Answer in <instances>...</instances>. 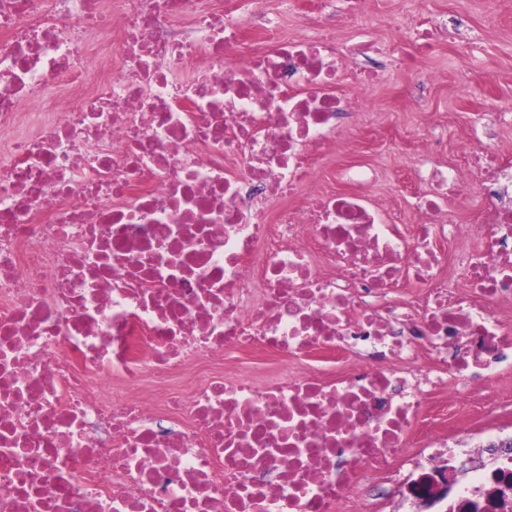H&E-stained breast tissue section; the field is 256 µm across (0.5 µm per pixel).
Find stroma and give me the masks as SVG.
<instances>
[{"label":"stroma","instance_id":"obj_1","mask_svg":"<svg viewBox=\"0 0 512 512\" xmlns=\"http://www.w3.org/2000/svg\"><path fill=\"white\" fill-rule=\"evenodd\" d=\"M340 41L371 39L384 50L411 58L406 67H384L365 92L367 117L350 126L335 152L324 159L318 178L329 191L348 192L343 172L351 167L373 169L370 193L389 200L403 223L413 221L412 202L422 185L416 176L415 149L432 116L446 141L440 161L453 159L468 142L482 115L512 114V0H501L488 16L483 0H365L360 18L345 14L344 0L333 2ZM464 22L463 33L422 47L420 23L448 16ZM434 74L419 85L418 73Z\"/></svg>","mask_w":512,"mask_h":512}]
</instances>
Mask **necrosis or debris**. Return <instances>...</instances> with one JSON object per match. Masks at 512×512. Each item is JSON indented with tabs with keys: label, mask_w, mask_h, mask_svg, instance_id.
<instances>
[{
	"label": "necrosis or debris",
	"mask_w": 512,
	"mask_h": 512,
	"mask_svg": "<svg viewBox=\"0 0 512 512\" xmlns=\"http://www.w3.org/2000/svg\"><path fill=\"white\" fill-rule=\"evenodd\" d=\"M378 54L265 0H0V512H382L462 474L446 512H512V436L448 445L512 409V160L433 165L410 226L369 168L324 190ZM259 352L275 379L226 374ZM284 0H267L268 12L278 22L280 32L288 41L310 38L314 34L311 25L302 18V12L295 6L285 5ZM481 206L482 200L477 190H470L452 202V209L457 214L458 221L463 224H468Z\"/></svg>",
	"instance_id": "obj_1"
}]
</instances>
